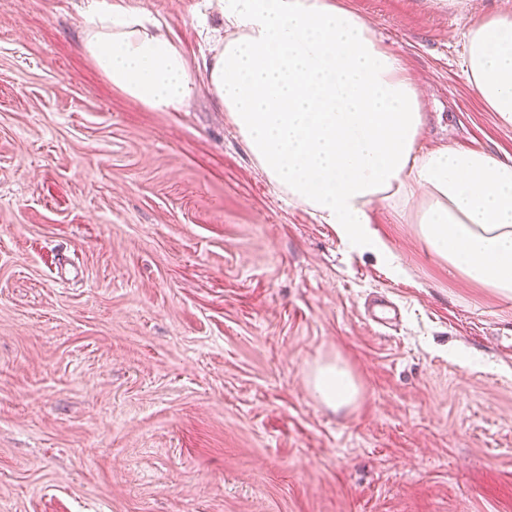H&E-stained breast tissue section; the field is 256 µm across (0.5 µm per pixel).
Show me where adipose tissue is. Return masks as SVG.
<instances>
[{
	"label": "adipose tissue",
	"instance_id": "obj_1",
	"mask_svg": "<svg viewBox=\"0 0 512 512\" xmlns=\"http://www.w3.org/2000/svg\"><path fill=\"white\" fill-rule=\"evenodd\" d=\"M215 2L233 34L204 61L206 86L282 194L388 262L368 211L417 204L430 252L467 280L512 296V159L420 148V90L372 21L338 0ZM147 23L139 13L91 8L83 54L147 109L183 111L200 88L190 62ZM462 66L490 111L512 125V15L468 30ZM308 385L334 412L359 396L352 372L335 359L316 364Z\"/></svg>",
	"mask_w": 512,
	"mask_h": 512
}]
</instances>
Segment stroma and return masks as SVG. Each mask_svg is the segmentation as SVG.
<instances>
[{
	"label": "stroma",
	"instance_id": "obj_1",
	"mask_svg": "<svg viewBox=\"0 0 512 512\" xmlns=\"http://www.w3.org/2000/svg\"><path fill=\"white\" fill-rule=\"evenodd\" d=\"M421 90L419 145L512 157L462 34L512 0H340ZM146 14L202 78L208 0H0V512H512V297L452 273L415 207L386 264L290 202L207 91L153 112L81 53ZM397 311L378 325L364 305ZM344 360L335 414L307 378ZM308 385L319 403L333 412L350 408L359 396L352 372L336 359L317 363L308 374Z\"/></svg>",
	"mask_w": 512,
	"mask_h": 512
}]
</instances>
